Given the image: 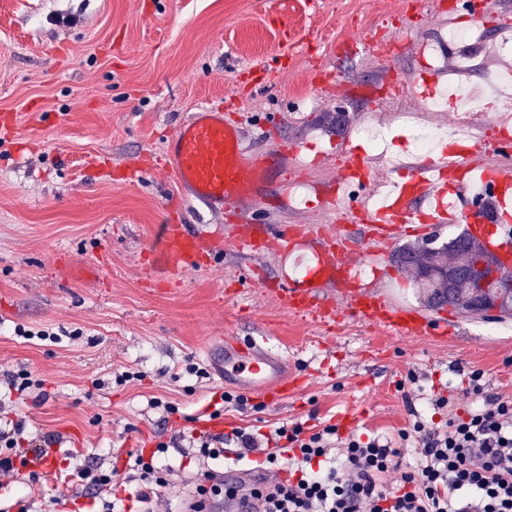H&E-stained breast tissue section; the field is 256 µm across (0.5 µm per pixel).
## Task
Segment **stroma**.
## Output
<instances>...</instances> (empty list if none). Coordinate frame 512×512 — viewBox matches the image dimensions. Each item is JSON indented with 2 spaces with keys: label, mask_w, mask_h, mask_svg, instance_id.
I'll use <instances>...</instances> for the list:
<instances>
[{
  "label": "stroma",
  "mask_w": 512,
  "mask_h": 512,
  "mask_svg": "<svg viewBox=\"0 0 512 512\" xmlns=\"http://www.w3.org/2000/svg\"><path fill=\"white\" fill-rule=\"evenodd\" d=\"M459 0H0V373L32 372L43 398L0 383V421L22 415L35 438L59 436L55 460L114 468L127 484L128 453L167 443L170 497L189 500L210 468L256 470L238 457L233 430L269 433L299 422L388 436L410 410L440 421L435 394L458 415L472 371L483 395L512 398V319L444 312L456 341L411 339L349 320L327 324L289 312L277 290L291 261L230 244L253 216L361 237L331 205L342 148L354 124L392 126L396 111L427 112L415 93L392 96L424 67L446 81L457 59L493 60L512 0L479 20L482 40L432 57ZM212 105L234 119L258 156L283 151L263 194L239 208L196 203L167 170L166 137ZM141 166L136 182L125 169ZM203 234L198 264L152 266L166 222ZM371 287L423 309L412 270L385 260ZM52 331L25 339L16 328ZM269 337L304 379L292 398L247 393L236 408L209 368L221 337ZM223 437L228 454L195 457L193 436ZM90 512L99 495L58 473L22 472L0 487V512Z\"/></svg>",
  "instance_id": "obj_1"
}]
</instances>
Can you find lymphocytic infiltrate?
Returning <instances> with one entry per match:
<instances>
[{
    "mask_svg": "<svg viewBox=\"0 0 512 512\" xmlns=\"http://www.w3.org/2000/svg\"><path fill=\"white\" fill-rule=\"evenodd\" d=\"M482 378L470 375L467 392L483 402L466 416L438 394L432 406L448 409L447 420L414 421L393 439L344 436L333 424L275 427L299 476L253 488L255 512H512V400L483 398ZM28 442L24 420L0 428V479L15 476ZM411 442L413 463L405 459ZM335 446L341 454L334 464L313 468Z\"/></svg>",
    "mask_w": 512,
    "mask_h": 512,
    "instance_id": "f902f5d3",
    "label": "lymphocytic infiltrate"
}]
</instances>
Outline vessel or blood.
<instances>
[{
	"instance_id": "vessel-or-blood-1",
	"label": "vessel or blood",
	"mask_w": 512,
	"mask_h": 512,
	"mask_svg": "<svg viewBox=\"0 0 512 512\" xmlns=\"http://www.w3.org/2000/svg\"><path fill=\"white\" fill-rule=\"evenodd\" d=\"M168 152L176 183L188 188L196 200L211 209L235 208L252 200L275 161L271 155H250L239 127L225 121L223 112L212 107L194 113L169 137ZM353 164L362 170L356 181L361 193L337 199L336 208L365 224L366 242L357 244L336 233L309 244L300 230L269 232L261 244L265 252L282 256L307 244L313 253L286 287L280 288V300L289 311L324 322L352 319L410 338H451L454 329L446 321L364 287L350 256L358 252L375 259L400 236L416 230L427 234L446 224H461L469 236L482 240L503 259H512V164L506 161L487 167L471 154L463 157L461 167L466 174L479 177V188L449 180L444 170L415 172L394 182L378 205L369 188L375 176L368 169L367 157L356 156ZM202 247V236L190 233L184 225H163L160 258L168 269L176 271L193 265ZM335 283L340 289L339 300L334 303L325 298L323 288ZM219 378L245 391L279 396L287 395L289 386L298 382L296 376L285 372L264 336L246 341L225 337L224 368ZM255 481V475L248 471L225 470L224 485L232 490L231 496L224 499L225 512H253L254 501L248 487Z\"/></svg>"
}]
</instances>
